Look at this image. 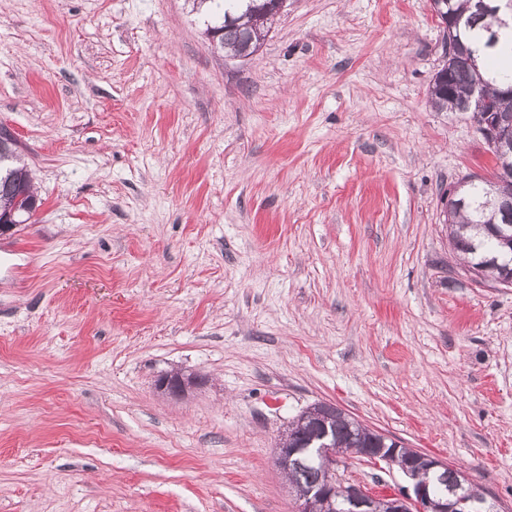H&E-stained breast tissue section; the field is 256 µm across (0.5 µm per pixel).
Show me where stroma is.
Masks as SVG:
<instances>
[{
  "label": "stroma",
  "mask_w": 512,
  "mask_h": 512,
  "mask_svg": "<svg viewBox=\"0 0 512 512\" xmlns=\"http://www.w3.org/2000/svg\"><path fill=\"white\" fill-rule=\"evenodd\" d=\"M206 25L0 0V127L41 200L0 234V512H297L275 448L319 400L512 512V288L444 223L494 159L427 102L430 0H287L248 59ZM173 371L208 382L176 400Z\"/></svg>",
  "instance_id": "1"
}]
</instances>
